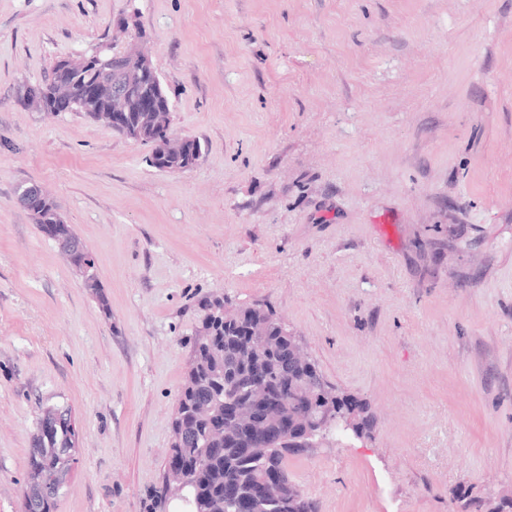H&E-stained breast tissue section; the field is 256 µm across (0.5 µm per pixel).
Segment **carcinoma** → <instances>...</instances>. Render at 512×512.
<instances>
[{
	"label": "carcinoma",
	"instance_id": "obj_1",
	"mask_svg": "<svg viewBox=\"0 0 512 512\" xmlns=\"http://www.w3.org/2000/svg\"><path fill=\"white\" fill-rule=\"evenodd\" d=\"M96 68L91 65L87 76ZM62 75L59 61L39 86L46 112L57 111L53 91ZM85 77L70 78L77 90L70 111L98 122V114L85 108L80 95ZM168 135L145 125L136 136L152 146L148 158L152 167L180 172L187 165V154L157 153ZM37 207L39 217L34 222L42 233L56 241L75 238L53 199L46 196L37 201ZM83 285L100 306H106L96 269L83 274ZM224 304V296L218 294L204 302L206 314L189 339L192 360L178 395L167 472L182 473L189 484L179 491L164 482L153 495L149 512H164L171 497L182 500L183 512H234L233 501L250 496L267 476L278 480L279 494L265 500L256 512H318L316 502L290 479L285 466L288 456L307 448L286 436L269 443L254 425L237 419L233 412L247 404L262 405L268 408L261 421L264 428L294 422L316 414L314 407L321 404L329 385L314 362H306L304 369L292 364L290 343L279 336L281 321L271 310L260 304L242 306L236 310L237 318L226 322ZM74 436L67 423L37 431L29 449V483L44 486L47 493L24 499V512H55L54 486L65 481L71 470L73 457L66 448Z\"/></svg>",
	"mask_w": 512,
	"mask_h": 512
}]
</instances>
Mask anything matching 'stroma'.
Wrapping results in <instances>:
<instances>
[{
  "instance_id": "stroma-1",
  "label": "stroma",
  "mask_w": 512,
  "mask_h": 512,
  "mask_svg": "<svg viewBox=\"0 0 512 512\" xmlns=\"http://www.w3.org/2000/svg\"><path fill=\"white\" fill-rule=\"evenodd\" d=\"M145 50L198 166L23 85ZM54 199L108 310L17 201ZM270 306L372 439L289 456L319 512L512 502V0H0V512L44 409L55 512H143L201 302ZM63 60H59L54 65L51 76L39 83L41 86L37 87L40 92L44 93L45 104L43 112H57L56 103L53 99V91L56 80L63 75V67L68 68L71 72H81L86 64L87 57L66 59L64 66L62 64Z\"/></svg>"
}]
</instances>
